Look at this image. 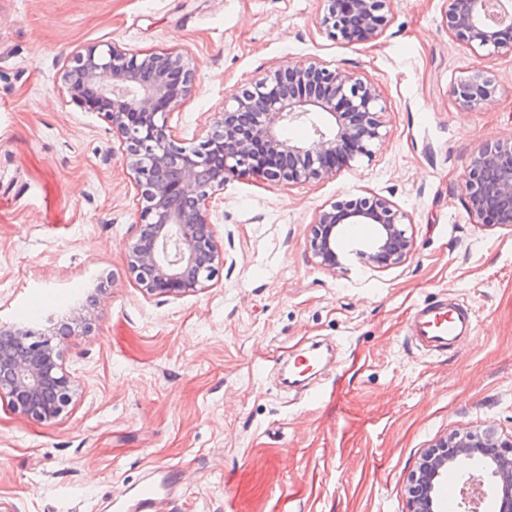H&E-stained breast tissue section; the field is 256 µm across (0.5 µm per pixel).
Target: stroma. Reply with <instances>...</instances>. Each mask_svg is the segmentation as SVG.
Returning a JSON list of instances; mask_svg holds the SVG:
<instances>
[{
	"mask_svg": "<svg viewBox=\"0 0 512 512\" xmlns=\"http://www.w3.org/2000/svg\"><path fill=\"white\" fill-rule=\"evenodd\" d=\"M324 0H0V322L73 315L62 363L80 383L40 422L0 402V512H123L169 467L158 512H405L422 452L455 431L512 434V229L470 217L461 184L475 151L512 139V54L448 34L446 0H393L375 39L346 43ZM174 49L196 91L170 118L201 142L225 95L264 72L319 61L359 74L387 107L373 154L285 186L230 179L213 220L226 261L207 289L147 295L124 243L137 189L118 137L59 76L88 46ZM495 86L466 109L451 86ZM377 195L410 218L414 252L376 271L322 269L319 210ZM454 297L472 337L412 344L414 308ZM319 348L307 387L285 384ZM494 91L491 80L480 70L467 71L450 89L451 96L464 108H473Z\"/></svg>",
	"mask_w": 512,
	"mask_h": 512,
	"instance_id": "1",
	"label": "stroma"
}]
</instances>
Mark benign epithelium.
Segmentation results:
<instances>
[{"instance_id":"benign-epithelium-1","label":"benign epithelium","mask_w":512,"mask_h":512,"mask_svg":"<svg viewBox=\"0 0 512 512\" xmlns=\"http://www.w3.org/2000/svg\"><path fill=\"white\" fill-rule=\"evenodd\" d=\"M323 24L330 34L364 39L388 25L385 0H327ZM446 23L456 39L489 54H512V0H447ZM60 80L72 101L101 113L126 145L125 163L140 190L141 207L125 242L127 263L149 295L178 298L207 288L224 248L212 221L215 196L231 178L252 173L294 185L336 174L372 154L383 137L386 106L373 84L357 74L312 61L265 72L212 113L199 144L179 140L170 115L195 89L192 60L177 51L130 53L115 46L76 55ZM494 91L481 70H471L450 89L464 108ZM310 123V142L283 138L293 124ZM467 209L478 223L512 229V144L484 145L463 176ZM408 215L381 196L363 197L320 210L311 225L310 248L318 265L336 272L353 257L372 269L407 260L414 250ZM348 224H370L372 239L348 251L341 241ZM51 329L0 324V401L37 420L58 419L76 392L61 363ZM468 462L478 474L467 485L487 496L494 512H512V435L491 426L455 432L420 456L407 477L406 512H439L434 490L448 470Z\"/></svg>"}]
</instances>
